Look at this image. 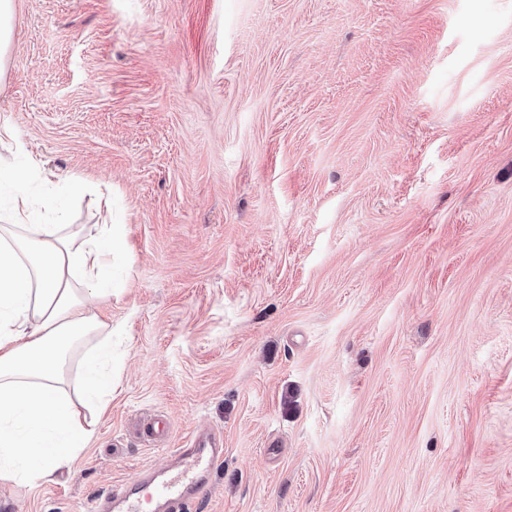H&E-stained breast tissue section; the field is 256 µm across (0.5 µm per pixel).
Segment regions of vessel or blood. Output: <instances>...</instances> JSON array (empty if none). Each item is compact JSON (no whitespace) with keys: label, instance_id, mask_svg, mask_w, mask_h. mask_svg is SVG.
<instances>
[{"label":"vessel or blood","instance_id":"1","mask_svg":"<svg viewBox=\"0 0 512 512\" xmlns=\"http://www.w3.org/2000/svg\"><path fill=\"white\" fill-rule=\"evenodd\" d=\"M223 459V441L210 432L195 433L169 463L144 470L137 484H115L98 494L92 512H189L211 488Z\"/></svg>","mask_w":512,"mask_h":512}]
</instances>
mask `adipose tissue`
<instances>
[{
  "mask_svg": "<svg viewBox=\"0 0 512 512\" xmlns=\"http://www.w3.org/2000/svg\"><path fill=\"white\" fill-rule=\"evenodd\" d=\"M0 124V481H52L98 434L112 397V326L91 307L112 295V227L45 224L28 184L38 168ZM81 355V369L67 366Z\"/></svg>",
  "mask_w": 512,
  "mask_h": 512,
  "instance_id": "obj_1",
  "label": "adipose tissue"
}]
</instances>
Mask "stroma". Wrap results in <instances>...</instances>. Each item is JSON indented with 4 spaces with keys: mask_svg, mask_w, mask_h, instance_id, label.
Segmentation results:
<instances>
[{
    "mask_svg": "<svg viewBox=\"0 0 512 512\" xmlns=\"http://www.w3.org/2000/svg\"><path fill=\"white\" fill-rule=\"evenodd\" d=\"M1 122L116 247L98 435L0 512L199 428L193 512H512V0H15Z\"/></svg>",
    "mask_w": 512,
    "mask_h": 512,
    "instance_id": "35a3bbf8",
    "label": "stroma"
}]
</instances>
